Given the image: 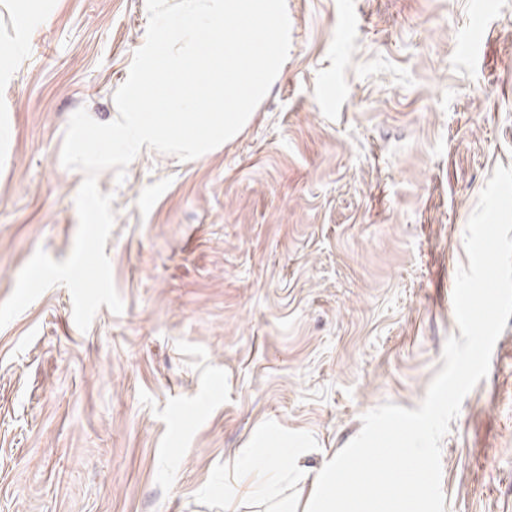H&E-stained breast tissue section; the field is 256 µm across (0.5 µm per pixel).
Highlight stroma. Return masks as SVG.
<instances>
[{
    "instance_id": "1",
    "label": "stroma",
    "mask_w": 512,
    "mask_h": 512,
    "mask_svg": "<svg viewBox=\"0 0 512 512\" xmlns=\"http://www.w3.org/2000/svg\"><path fill=\"white\" fill-rule=\"evenodd\" d=\"M287 4L235 139L98 174L123 312L80 331L56 285L0 328V512H211L195 494L267 420L317 440L306 486L443 368L468 219L512 166V0ZM147 24L146 0H60L0 91V302L37 250L70 255L66 127L112 117ZM490 367L442 441L445 512H512V318Z\"/></svg>"
}]
</instances>
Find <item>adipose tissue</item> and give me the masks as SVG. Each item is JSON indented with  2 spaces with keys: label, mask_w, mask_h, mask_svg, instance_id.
<instances>
[{
  "label": "adipose tissue",
  "mask_w": 512,
  "mask_h": 512,
  "mask_svg": "<svg viewBox=\"0 0 512 512\" xmlns=\"http://www.w3.org/2000/svg\"><path fill=\"white\" fill-rule=\"evenodd\" d=\"M58 6L59 0H0V17L8 20L7 30L0 36V90L14 83L34 32Z\"/></svg>",
  "instance_id": "1"
}]
</instances>
